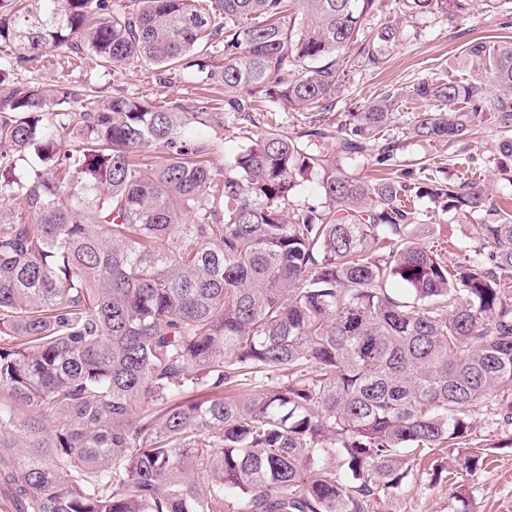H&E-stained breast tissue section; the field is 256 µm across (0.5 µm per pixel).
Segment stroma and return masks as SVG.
Returning <instances> with one entry per match:
<instances>
[{
	"instance_id": "obj_1",
	"label": "stroma",
	"mask_w": 512,
	"mask_h": 512,
	"mask_svg": "<svg viewBox=\"0 0 512 512\" xmlns=\"http://www.w3.org/2000/svg\"><path fill=\"white\" fill-rule=\"evenodd\" d=\"M502 21V15L487 11L481 0H473L468 16L453 21L433 13L412 16L404 12L400 0H384L381 11L365 23L367 36H374L381 27L395 24L404 28L405 39L400 45L389 48L379 67L361 63L353 66L336 99L335 111L326 117L327 122H338L343 113L358 111L360 106L383 92L403 88L449 65L454 66L458 79H466L467 70L459 66L465 43L476 38L486 42L512 40V28L502 29ZM196 75L197 69L192 66L174 78L144 67H131L103 76L91 72L87 61L70 57L64 49L48 51L41 62L16 73L22 82L66 81L77 85L89 80L96 83L103 97L128 93L155 104L176 98L190 102L205 97L223 98V90H203ZM468 151L475 162L466 167L450 160L447 150L411 139L405 145L401 161L411 168L426 157L450 176L475 179L493 198L512 195V183L503 179L492 161L495 152L492 130H485L478 140L470 143ZM416 205L434 226L430 245L447 253L449 260L462 261L477 246L474 226L480 223L481 213L464 218L444 215L438 205L426 198L417 200ZM465 489L473 500L475 512H512V448L494 454L485 469L466 480ZM450 494L448 484L427 486L413 476L400 494L378 500L373 510L448 512Z\"/></svg>"
}]
</instances>
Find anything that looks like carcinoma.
<instances>
[{
  "mask_svg": "<svg viewBox=\"0 0 512 512\" xmlns=\"http://www.w3.org/2000/svg\"><path fill=\"white\" fill-rule=\"evenodd\" d=\"M381 2L0 0L13 512H372L415 462L430 483L462 480L512 448V430L474 419L491 404L512 427V202L400 161L413 138L468 164L490 128L512 182V40L467 43L471 78L444 69L387 90L333 130L320 120L352 63L377 67L403 39L396 25L361 36ZM402 3L452 20L472 0ZM52 48L108 73L195 59L223 107L14 80ZM409 99L430 109L402 121ZM261 102L310 113L308 128L268 126ZM229 119L250 129L221 168L213 132ZM361 162L379 176L353 177ZM314 175L319 206L297 200ZM425 196L483 213L464 262L425 244L408 206Z\"/></svg>",
  "mask_w": 512,
  "mask_h": 512,
  "instance_id": "carcinoma-1",
  "label": "carcinoma"
}]
</instances>
